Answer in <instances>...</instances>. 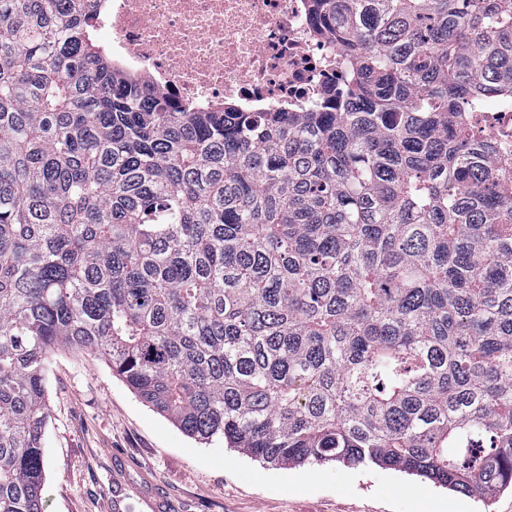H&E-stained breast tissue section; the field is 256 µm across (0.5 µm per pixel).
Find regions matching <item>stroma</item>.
Here are the masks:
<instances>
[{"instance_id": "35a3bbf8", "label": "stroma", "mask_w": 512, "mask_h": 512, "mask_svg": "<svg viewBox=\"0 0 512 512\" xmlns=\"http://www.w3.org/2000/svg\"><path fill=\"white\" fill-rule=\"evenodd\" d=\"M46 512H512L376 466L278 468L186 436L98 357L59 352L48 386Z\"/></svg>"}]
</instances>
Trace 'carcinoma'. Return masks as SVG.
Here are the masks:
<instances>
[{
	"instance_id": "carcinoma-1",
	"label": "carcinoma",
	"mask_w": 512,
	"mask_h": 512,
	"mask_svg": "<svg viewBox=\"0 0 512 512\" xmlns=\"http://www.w3.org/2000/svg\"><path fill=\"white\" fill-rule=\"evenodd\" d=\"M311 109L177 102L107 0H0V512H44L57 352L274 466L512 490V0H312ZM485 117L488 118V121L485 123L483 129L488 141L492 144H498L503 140H511L512 146V113L487 112Z\"/></svg>"
}]
</instances>
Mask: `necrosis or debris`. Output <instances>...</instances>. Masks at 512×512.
Segmentation results:
<instances>
[{
    "label": "necrosis or debris",
    "mask_w": 512,
    "mask_h": 512,
    "mask_svg": "<svg viewBox=\"0 0 512 512\" xmlns=\"http://www.w3.org/2000/svg\"><path fill=\"white\" fill-rule=\"evenodd\" d=\"M102 30L117 59L185 100L300 109L342 71L311 0H111Z\"/></svg>",
    "instance_id": "1"
}]
</instances>
